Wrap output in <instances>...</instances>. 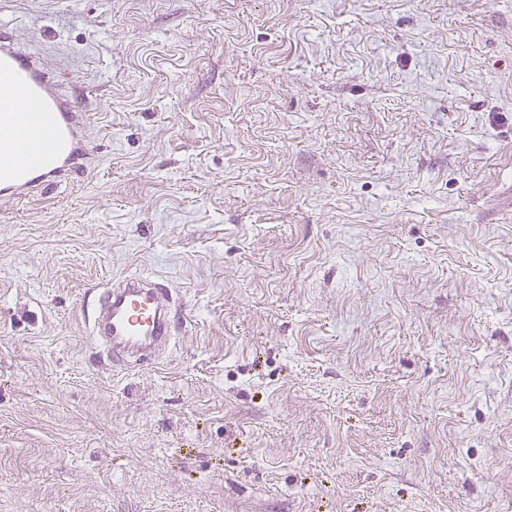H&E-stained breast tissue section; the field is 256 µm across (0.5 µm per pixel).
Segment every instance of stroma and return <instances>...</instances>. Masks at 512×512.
Instances as JSON below:
<instances>
[{
	"label": "stroma",
	"mask_w": 512,
	"mask_h": 512,
	"mask_svg": "<svg viewBox=\"0 0 512 512\" xmlns=\"http://www.w3.org/2000/svg\"><path fill=\"white\" fill-rule=\"evenodd\" d=\"M97 166L0 214V512H512V0H0ZM147 273L161 364L86 318Z\"/></svg>",
	"instance_id": "stroma-1"
}]
</instances>
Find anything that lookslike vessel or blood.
Masks as SVG:
<instances>
[{
	"label": "vessel or blood",
	"instance_id": "b4317fda",
	"mask_svg": "<svg viewBox=\"0 0 512 512\" xmlns=\"http://www.w3.org/2000/svg\"><path fill=\"white\" fill-rule=\"evenodd\" d=\"M90 99L59 88L54 63L0 23V210L36 200L88 173ZM178 302L168 285L128 275L103 289L89 334L111 365L157 364L174 337Z\"/></svg>",
	"mask_w": 512,
	"mask_h": 512
}]
</instances>
